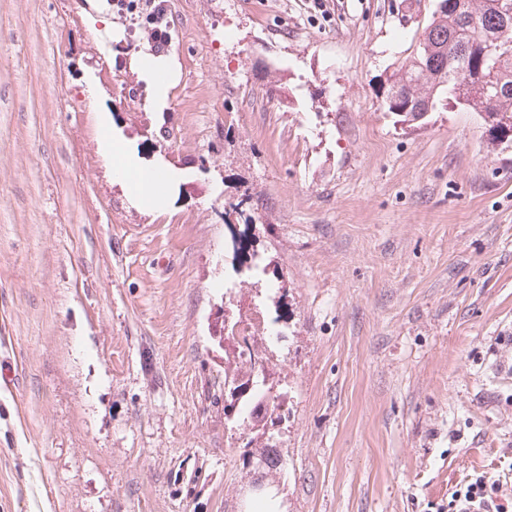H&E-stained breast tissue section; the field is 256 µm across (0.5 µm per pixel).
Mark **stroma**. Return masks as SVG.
Listing matches in <instances>:
<instances>
[{
	"label": "stroma",
	"instance_id": "stroma-1",
	"mask_svg": "<svg viewBox=\"0 0 512 512\" xmlns=\"http://www.w3.org/2000/svg\"><path fill=\"white\" fill-rule=\"evenodd\" d=\"M166 8L157 111L138 15L0 0V512H243L258 483L285 512H448L512 467V148L456 106L383 111L433 0ZM110 131L182 172L164 209L114 182ZM248 216L267 273L228 291ZM230 300L280 324L273 472L224 416ZM156 63H160L161 65H164V67L154 70L147 81L151 85L152 96L155 104L161 107L165 105L173 84V62L169 58H164ZM158 75H161V77H158Z\"/></svg>",
	"mask_w": 512,
	"mask_h": 512
}]
</instances>
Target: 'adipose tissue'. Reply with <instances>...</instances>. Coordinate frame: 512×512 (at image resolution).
Instances as JSON below:
<instances>
[{
  "label": "adipose tissue",
  "mask_w": 512,
  "mask_h": 512,
  "mask_svg": "<svg viewBox=\"0 0 512 512\" xmlns=\"http://www.w3.org/2000/svg\"><path fill=\"white\" fill-rule=\"evenodd\" d=\"M101 152L112 164L114 180L127 192V198L140 208L156 209L163 205L166 191L176 172L165 165H142L123 138L106 136Z\"/></svg>",
  "instance_id": "ef3b65f1"
}]
</instances>
